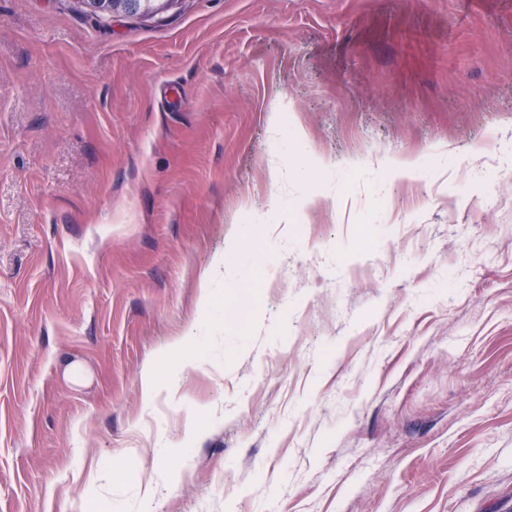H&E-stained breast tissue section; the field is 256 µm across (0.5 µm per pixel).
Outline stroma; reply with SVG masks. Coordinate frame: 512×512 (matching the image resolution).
<instances>
[{
    "mask_svg": "<svg viewBox=\"0 0 512 512\" xmlns=\"http://www.w3.org/2000/svg\"><path fill=\"white\" fill-rule=\"evenodd\" d=\"M275 122L329 170L273 178L295 155ZM419 154L429 172L379 192V161ZM221 256L211 334L197 294ZM188 334L199 363L146 404L144 368ZM149 493L155 512H512V0L109 22L0 0V512Z\"/></svg>",
    "mask_w": 512,
    "mask_h": 512,
    "instance_id": "1",
    "label": "stroma"
}]
</instances>
